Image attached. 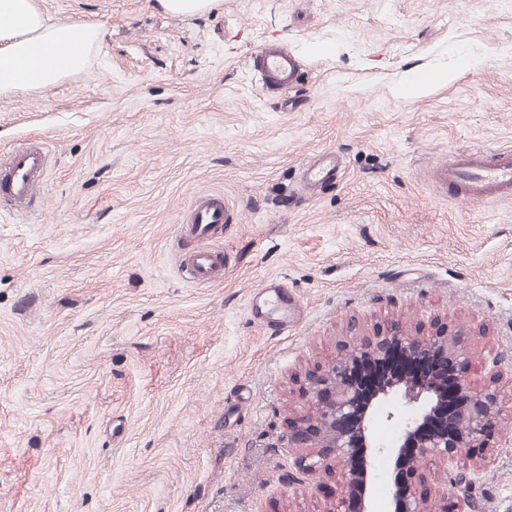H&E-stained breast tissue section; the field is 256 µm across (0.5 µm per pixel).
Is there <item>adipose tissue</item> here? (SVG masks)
Returning a JSON list of instances; mask_svg holds the SVG:
<instances>
[{
    "label": "adipose tissue",
    "instance_id": "1",
    "mask_svg": "<svg viewBox=\"0 0 512 512\" xmlns=\"http://www.w3.org/2000/svg\"><path fill=\"white\" fill-rule=\"evenodd\" d=\"M102 38L99 26L51 19L37 0H0V95L51 90L85 69Z\"/></svg>",
    "mask_w": 512,
    "mask_h": 512
}]
</instances>
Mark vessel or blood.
Wrapping results in <instances>:
<instances>
[{
    "instance_id": "vessel-or-blood-1",
    "label": "vessel or blood",
    "mask_w": 512,
    "mask_h": 512,
    "mask_svg": "<svg viewBox=\"0 0 512 512\" xmlns=\"http://www.w3.org/2000/svg\"><path fill=\"white\" fill-rule=\"evenodd\" d=\"M254 70L261 85L274 93L296 88L303 76L302 65L288 49L267 46L257 54ZM48 166V154L42 141L29 140L10 148L0 159V199L21 212L31 211ZM336 156L323 152L301 164L302 179L297 196L311 197L336 174ZM436 177L452 190H460L463 199L481 203L512 197V150L474 148L457 152ZM233 211L223 194L201 193L188 207L186 231L199 240V247L179 256L183 279L194 284H210L221 278L224 261L220 251L210 247L214 231L232 223ZM250 310L268 328L287 331L301 317V309L280 281L271 280L250 298Z\"/></svg>"
}]
</instances>
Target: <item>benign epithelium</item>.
Here are the masks:
<instances>
[{
	"label": "benign epithelium",
	"instance_id": "1",
	"mask_svg": "<svg viewBox=\"0 0 512 512\" xmlns=\"http://www.w3.org/2000/svg\"><path fill=\"white\" fill-rule=\"evenodd\" d=\"M464 336L462 329L435 323L428 339L419 340L392 317L374 327L364 347L312 371L304 391L309 410L288 418L291 441L317 449L293 462L298 481L313 483L322 473L342 469L343 484L321 486L335 501L336 512H372L375 474L369 462L375 455L390 462L391 512H448L454 485L446 482L431 492L416 484L420 468L436 459L476 488L475 479L459 469L461 460L491 443L511 447L512 435L497 428L495 391L476 385L465 373L472 361ZM393 344L428 352L426 370L364 386L348 380L355 362L379 359ZM381 411L398 429L389 443L381 442L372 428Z\"/></svg>",
	"mask_w": 512,
	"mask_h": 512
}]
</instances>
